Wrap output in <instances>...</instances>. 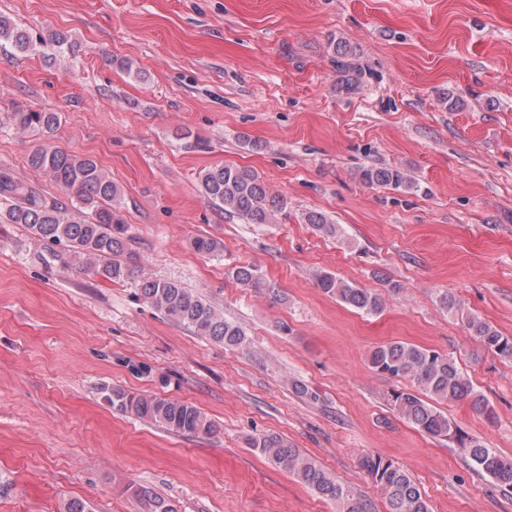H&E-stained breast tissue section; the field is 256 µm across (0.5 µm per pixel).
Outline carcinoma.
<instances>
[{
    "instance_id": "obj_1",
    "label": "carcinoma",
    "mask_w": 512,
    "mask_h": 512,
    "mask_svg": "<svg viewBox=\"0 0 512 512\" xmlns=\"http://www.w3.org/2000/svg\"><path fill=\"white\" fill-rule=\"evenodd\" d=\"M44 42L35 43L28 32L10 17L0 14V46L16 54L40 51ZM49 46L56 53L73 51L67 34L55 32ZM336 72L341 81L357 83L362 69L355 62L353 48L343 42L334 47ZM9 124L22 132L41 134L47 143L28 156L29 167L44 173L70 195L68 201L49 199L36 188L23 183L12 172L0 168V223L20 224L39 240L63 244L53 260L65 270L92 273L111 282L131 281L145 303L172 322L189 328L196 335L224 344L230 349L248 345L245 331L224 320L223 312L204 296L188 290L174 280L153 277L143 272L139 258L126 251L129 226L121 206V191L98 163L83 155L68 152L49 143L61 125L58 112L16 107L7 113ZM361 178L371 186L411 189L413 181L393 168H370ZM205 196L225 213L246 224H277L286 213L288 200L272 192L257 173L234 165L208 168L199 175ZM307 223L327 237H341L344 228L332 224L319 212L307 215ZM195 251L218 257L224 244L214 238L198 236L192 240ZM228 275L243 286L278 290L267 285L252 265H235ZM317 286L327 296L365 315H378L384 309L382 295L360 288L331 272L317 278ZM443 308L464 315L470 337L483 349L512 360V337L502 335L477 315L465 314L452 295L441 299ZM372 370L410 382L411 387L392 390L388 402L392 409L420 432L434 438H448L463 448L474 470L490 476L502 487L512 489V459L502 456L485 443L469 437L439 405L448 400L469 399L487 418L494 410L477 393L456 361L437 351L403 341H393L373 349L368 359ZM106 399L122 413L146 420L182 435L208 436L214 425L195 405L159 398L114 387ZM247 444L279 470L315 490L336 504L337 512H370V502L352 486L336 479L316 460L283 438L265 434L247 438ZM358 465L385 495L390 512H429L425 496L403 466L380 455H366ZM147 512H176L164 498L147 487L138 490Z\"/></svg>"
}]
</instances>
